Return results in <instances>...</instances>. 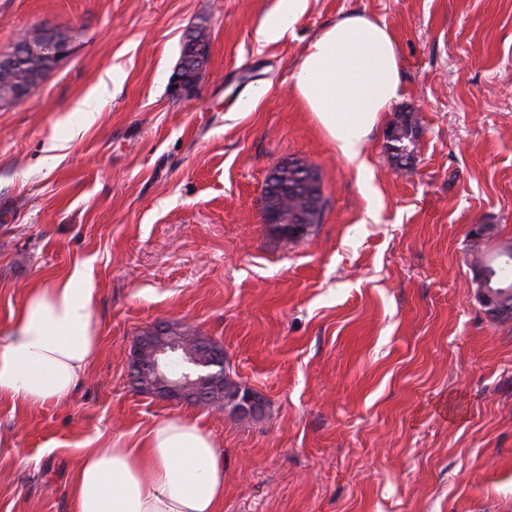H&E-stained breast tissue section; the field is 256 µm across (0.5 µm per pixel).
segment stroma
<instances>
[{"label":"stroma","instance_id":"1","mask_svg":"<svg viewBox=\"0 0 512 512\" xmlns=\"http://www.w3.org/2000/svg\"><path fill=\"white\" fill-rule=\"evenodd\" d=\"M277 3L0 0V53L39 24L75 48L0 111V334L28 288L88 261L100 336L70 398L0 401V512H75L87 443L132 448L179 416L224 450L222 512H512V321L480 304L468 238L492 224L487 250L512 243V0H309L293 33L258 43ZM354 11L394 31L403 84L360 172L291 93L310 39ZM199 26L207 69L172 97ZM402 114L409 172L388 149ZM290 160L325 201L296 241L263 220ZM161 321L220 344L262 416L137 389L134 344Z\"/></svg>","mask_w":512,"mask_h":512}]
</instances>
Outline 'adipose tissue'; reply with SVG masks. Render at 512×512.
Instances as JSON below:
<instances>
[{
    "label": "adipose tissue",
    "mask_w": 512,
    "mask_h": 512,
    "mask_svg": "<svg viewBox=\"0 0 512 512\" xmlns=\"http://www.w3.org/2000/svg\"><path fill=\"white\" fill-rule=\"evenodd\" d=\"M307 7L308 0H279L258 26L257 41L283 38ZM292 92L337 153L360 163L381 113L401 96L395 35L360 12L326 25L309 41ZM97 298L85 264L29 290L0 344V400L38 408L70 396L98 352ZM71 495L75 512H220L224 450L196 421L163 419L136 447L84 449Z\"/></svg>",
    "instance_id": "1"
}]
</instances>
